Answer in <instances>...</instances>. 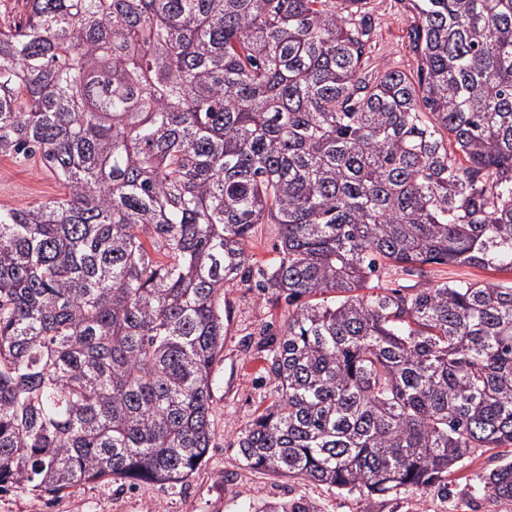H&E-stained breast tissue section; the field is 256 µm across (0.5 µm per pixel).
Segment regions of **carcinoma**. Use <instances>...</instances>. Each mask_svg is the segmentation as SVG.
Here are the masks:
<instances>
[{
	"label": "carcinoma",
	"mask_w": 512,
	"mask_h": 512,
	"mask_svg": "<svg viewBox=\"0 0 512 512\" xmlns=\"http://www.w3.org/2000/svg\"><path fill=\"white\" fill-rule=\"evenodd\" d=\"M22 2L0 157L66 192L0 205V489L184 484L255 271L288 320L246 465L386 496L512 447V282L428 269L512 273V0H403L414 75L368 66L366 0ZM278 241L276 224H258L250 238L249 249L255 255L257 266L266 268L277 257L275 244ZM436 270L434 280L456 282V281H473V282H511L512 273H501L490 269L466 265H437L433 267Z\"/></svg>",
	"instance_id": "carcinoma-1"
}]
</instances>
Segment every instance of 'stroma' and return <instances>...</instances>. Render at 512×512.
<instances>
[{"instance_id":"stroma-1","label":"stroma","mask_w":512,"mask_h":512,"mask_svg":"<svg viewBox=\"0 0 512 512\" xmlns=\"http://www.w3.org/2000/svg\"><path fill=\"white\" fill-rule=\"evenodd\" d=\"M370 59L404 71L416 68L400 0H371ZM64 189L39 162L0 158V204L22 207L62 196ZM288 318L256 289L224 292V351L213 369L212 446L199 468L177 487L134 486L101 480L58 495L12 488L0 492V512H255L267 504H306L315 512H512V499L489 495L486 477L511 448H481L459 462L447 489L419 495L400 490L383 497L339 491L277 477L245 465L237 438L274 399L265 367Z\"/></svg>"}]
</instances>
